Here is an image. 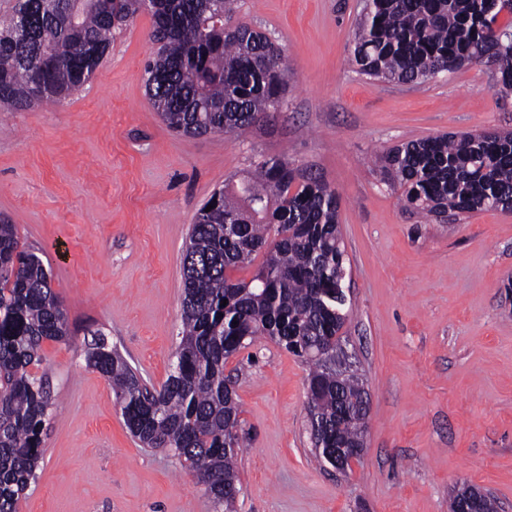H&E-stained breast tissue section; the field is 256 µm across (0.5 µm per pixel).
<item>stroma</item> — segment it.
<instances>
[{
    "label": "stroma",
    "mask_w": 512,
    "mask_h": 512,
    "mask_svg": "<svg viewBox=\"0 0 512 512\" xmlns=\"http://www.w3.org/2000/svg\"><path fill=\"white\" fill-rule=\"evenodd\" d=\"M363 0H238L283 49L288 93L244 138L185 137L145 87L152 18L113 32L96 78L61 103L0 112V217L37 249L69 342L43 344L56 408L17 512H213L171 453L126 429L85 361L93 332L154 386L177 344L182 252L201 205L263 156L335 188L350 262L343 349L370 393L347 473L318 461L308 366L261 339L229 358L248 440L236 512H449L455 487L512 512V211L425 218L384 180L387 148L512 130V95L481 64L417 84L373 81L351 57Z\"/></svg>",
    "instance_id": "1"
}]
</instances>
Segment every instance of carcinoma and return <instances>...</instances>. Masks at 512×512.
<instances>
[{
	"instance_id": "cac0c4a2",
	"label": "carcinoma",
	"mask_w": 512,
	"mask_h": 512,
	"mask_svg": "<svg viewBox=\"0 0 512 512\" xmlns=\"http://www.w3.org/2000/svg\"><path fill=\"white\" fill-rule=\"evenodd\" d=\"M236 0H15L0 16V110L55 104L94 78L112 33L138 13L153 18L157 49L145 66L154 108L176 133L242 136L277 108L286 90L282 50L248 24L224 25ZM353 62L373 80L418 83L473 63L512 88V6L503 0H365ZM381 173L425 216L512 208V132L448 134L393 146ZM182 256V328L161 388L96 332L86 360L112 386L124 424L143 446L167 450L211 498L234 512L240 408L224 364L267 338L311 366V430L358 441L365 389L336 377L321 348L340 345L347 301L340 197L282 157L260 160L239 183L213 193ZM252 269L249 279L234 276ZM228 300L222 304V300ZM71 335L50 274L16 226L0 219V512H16L37 479L53 407L46 341Z\"/></svg>"
}]
</instances>
